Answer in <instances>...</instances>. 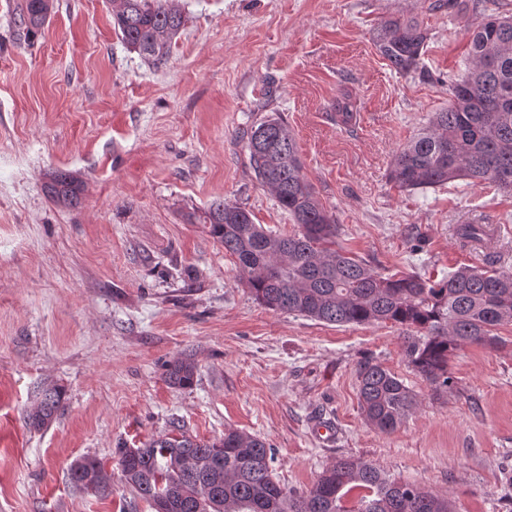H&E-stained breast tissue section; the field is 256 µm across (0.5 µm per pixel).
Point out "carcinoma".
Listing matches in <instances>:
<instances>
[{
	"instance_id": "1",
	"label": "carcinoma",
	"mask_w": 512,
	"mask_h": 512,
	"mask_svg": "<svg viewBox=\"0 0 512 512\" xmlns=\"http://www.w3.org/2000/svg\"><path fill=\"white\" fill-rule=\"evenodd\" d=\"M114 29L151 64L167 55L183 25L177 0H111ZM50 0H23L19 27L25 40L43 29ZM427 33L413 18L384 21L374 33L380 55L396 72L420 67ZM470 64L448 86V108L433 113L428 126L395 155L391 180L403 190L451 180L490 184L512 194V19L485 15L470 35ZM250 165L292 217L297 230L280 235L253 222L236 202L215 200L200 223L236 259L253 298L268 309L339 325L391 323L410 328L404 352L413 369L438 395L452 383L449 360L464 343L496 347L498 326L512 323V273L463 266L431 282L416 274L384 277L361 259L332 248L336 219L303 174L293 136L281 116H269L245 132ZM48 191L75 208L81 184L67 170L48 175ZM460 238L479 243L483 224H461ZM197 365L177 357L165 381L193 385ZM359 405L366 422L394 431L418 406L417 395L381 363L366 359L357 368ZM58 387L43 390L26 413L32 430L48 427L63 408ZM120 480L149 502L162 490L168 512H451L450 500L415 484L391 479L373 464L340 457L326 465L302 493L282 487L273 475L274 449L263 439L228 429L214 441L184 433L159 435L132 452L114 449ZM70 480L104 495L110 489L103 464L84 456L70 466ZM356 493L353 506L345 505Z\"/></svg>"
}]
</instances>
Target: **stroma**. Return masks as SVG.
I'll list each match as a JSON object with an SVG mask.
<instances>
[{"instance_id":"1","label":"stroma","mask_w":512,"mask_h":512,"mask_svg":"<svg viewBox=\"0 0 512 512\" xmlns=\"http://www.w3.org/2000/svg\"><path fill=\"white\" fill-rule=\"evenodd\" d=\"M17 3L0 0V512H152L117 479L106 496L77 489L69 468L92 456L114 473L117 444L177 428L260 436L291 491L352 456L451 495L454 512H512V324L498 330L503 348L461 345L436 396L405 358V328L265 308L234 257L186 219L226 199L295 231L242 136L279 113L336 218V250L384 276L512 271V195L462 180L407 191L389 177L396 152L447 108L471 28L486 10L512 16V0L459 13L436 0H179L184 24L159 66L122 42L108 0H53L31 42ZM391 17L426 29L422 71L397 73L378 53L373 32ZM346 93L348 122L336 111ZM58 168L80 178L78 208L47 196ZM460 224L501 225L490 255L460 242ZM180 356L197 365L186 389L164 378ZM367 358L420 399L389 434L359 408ZM53 386L63 409L30 430L26 410Z\"/></svg>"}]
</instances>
